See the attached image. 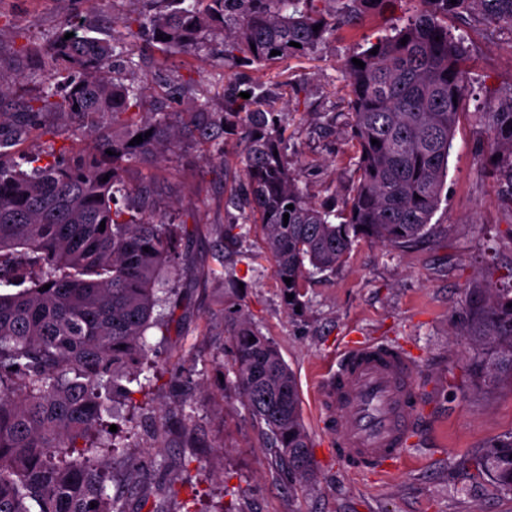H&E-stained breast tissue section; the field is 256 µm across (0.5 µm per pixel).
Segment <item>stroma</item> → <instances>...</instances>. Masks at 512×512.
I'll list each match as a JSON object with an SVG mask.
<instances>
[{"label":"stroma","mask_w":512,"mask_h":512,"mask_svg":"<svg viewBox=\"0 0 512 512\" xmlns=\"http://www.w3.org/2000/svg\"><path fill=\"white\" fill-rule=\"evenodd\" d=\"M131 0H0V73L9 75L43 60L64 20L94 18L98 37ZM416 0L341 30L312 59L235 69V82L260 85L289 118L288 161L310 196L341 200L354 186V149L344 135L342 65L354 52L404 24ZM448 28L468 51L473 94L460 107L448 177L428 234L409 247L362 240L336 269L308 276L301 306H287L260 259V225H245L237 244L224 241L233 213L225 206L243 179L245 144L224 137V153L192 145L161 164L128 168L129 188L149 186L156 211L184 225L179 259L160 278L172 290L183 320L168 331L147 330L153 363L143 391L125 400L112 437L119 453L91 449L111 471L109 492L123 490L121 474L140 470L143 482L127 496V512H148L167 491L166 512H512V491L475 477L474 454L512 433V387L472 389L464 334L475 283L512 288V197L481 167L479 115L512 84V33H489L449 18ZM134 78L148 81L144 111H153L161 80H175L180 64L163 65L159 45L133 42ZM298 84L300 96L282 93ZM55 138L29 134L7 147L14 161L53 146L76 147L80 121L50 115ZM244 310L269 337L294 372L308 428L316 477L291 484L278 473L262 434L222 376L232 361L224 332L227 311ZM388 341L415 357L425 381L423 422L417 440L387 471L353 474L337 457L318 404L320 375L335 368L340 350L354 342Z\"/></svg>","instance_id":"obj_1"}]
</instances>
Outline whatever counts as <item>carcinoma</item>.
<instances>
[{"label": "carcinoma", "instance_id": "cac0c4a2", "mask_svg": "<svg viewBox=\"0 0 512 512\" xmlns=\"http://www.w3.org/2000/svg\"><path fill=\"white\" fill-rule=\"evenodd\" d=\"M398 2L159 0L153 12L116 18L107 38L92 35L89 20L62 24L43 64L0 80V100L29 77L43 85L19 116L0 111V147L32 130L54 134L45 127L48 114L80 119L85 139L76 152L29 154L25 169L0 152V512H126L124 499L107 491L109 473L83 457L76 442L101 430L104 416L113 415V396H129L130 384H141L145 332L177 322L174 307L164 321L153 311L158 275L174 263L178 237L150 205L147 188L138 202H127L125 168L155 164L185 143L222 154L227 130L239 133L249 212L242 223L224 226V239H241L245 224L263 225L276 283L296 306L309 270L335 269L358 239L405 247L428 234L448 174L459 115L454 101L470 90L467 50L443 18L467 16L512 32V0H417L415 14L394 34L353 54L364 68L345 61L355 184L338 212L313 200L288 166V128L274 97L248 87L244 99L233 85L219 92L224 112L193 100L174 124L169 112L142 111L148 85L125 77L135 66L128 45L146 35L185 65L202 52L218 56L227 71L240 60L266 65L307 56L337 31ZM67 33L73 37L64 39ZM480 122L497 157L492 175L512 196V84ZM149 130L142 143L130 144ZM336 216L343 221L333 222ZM473 292L466 326L472 388L512 387V288L477 285ZM224 327L233 347L228 383L265 436L275 467L300 483L314 480L293 371L242 311ZM473 464L512 491V432L481 449Z\"/></svg>", "mask_w": 512, "mask_h": 512}]
</instances>
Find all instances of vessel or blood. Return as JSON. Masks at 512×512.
<instances>
[{"mask_svg":"<svg viewBox=\"0 0 512 512\" xmlns=\"http://www.w3.org/2000/svg\"><path fill=\"white\" fill-rule=\"evenodd\" d=\"M320 406L325 417L342 421L333 442L350 470L397 461L419 429L418 367L389 343L345 346L335 371L322 379Z\"/></svg>","mask_w":512,"mask_h":512,"instance_id":"b4317fda","label":"vessel or blood"}]
</instances>
